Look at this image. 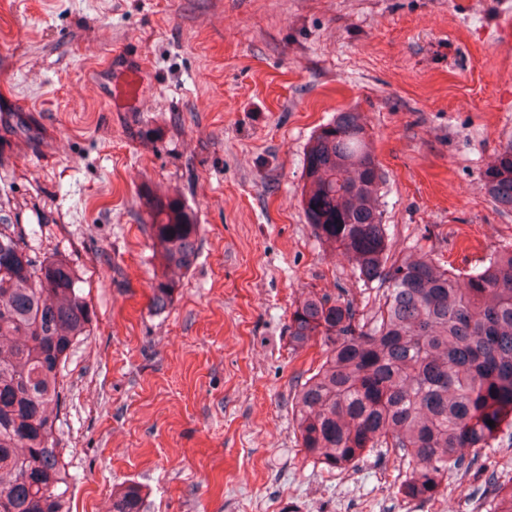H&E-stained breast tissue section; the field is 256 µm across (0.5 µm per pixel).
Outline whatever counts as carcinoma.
<instances>
[{
    "label": "carcinoma",
    "instance_id": "cac0c4a2",
    "mask_svg": "<svg viewBox=\"0 0 512 512\" xmlns=\"http://www.w3.org/2000/svg\"><path fill=\"white\" fill-rule=\"evenodd\" d=\"M384 183L360 113L342 112L317 131L304 214L364 283V300L312 289L294 308L289 349L318 342L324 354L297 385L292 413L306 456L346 469L376 448L397 449L407 461L399 494L426 500L465 463L461 449L489 448L512 428V246L468 272L422 247L392 254ZM480 189L512 210V140L487 164ZM146 215L161 265L151 307L160 312L197 257L199 225L177 199L148 198ZM29 251L25 227L0 215V512H71L56 437L61 369L90 334L94 311L67 259ZM143 501L130 483L113 512H143Z\"/></svg>",
    "mask_w": 512,
    "mask_h": 512
}]
</instances>
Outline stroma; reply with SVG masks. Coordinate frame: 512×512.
Returning <instances> with one entry per match:
<instances>
[{
  "label": "stroma",
  "mask_w": 512,
  "mask_h": 512,
  "mask_svg": "<svg viewBox=\"0 0 512 512\" xmlns=\"http://www.w3.org/2000/svg\"><path fill=\"white\" fill-rule=\"evenodd\" d=\"M142 70L140 102L103 65ZM360 113L386 173L395 252L459 270L512 245L479 189L512 140V0H0V207L37 257H66L95 310L63 367L57 438L73 512H487L512 486V433L430 500L372 452L330 470L299 447L291 401L320 346L288 321L311 289L359 293L306 222L315 132ZM200 226L163 312L146 199ZM144 495L141 487L130 483L116 496L113 512H143Z\"/></svg>",
  "instance_id": "stroma-1"
}]
</instances>
